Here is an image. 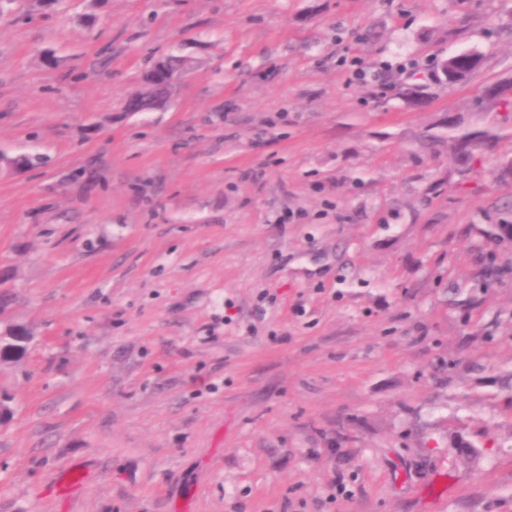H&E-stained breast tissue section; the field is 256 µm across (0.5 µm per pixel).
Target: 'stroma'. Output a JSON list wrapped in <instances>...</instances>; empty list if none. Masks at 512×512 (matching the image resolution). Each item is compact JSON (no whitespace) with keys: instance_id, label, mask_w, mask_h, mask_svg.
Masks as SVG:
<instances>
[{"instance_id":"obj_1","label":"stroma","mask_w":512,"mask_h":512,"mask_svg":"<svg viewBox=\"0 0 512 512\" xmlns=\"http://www.w3.org/2000/svg\"><path fill=\"white\" fill-rule=\"evenodd\" d=\"M510 78L512 0H12L0 512H512ZM478 56L481 62L480 65L475 68L469 67L465 56L451 55L444 59L441 62L440 68H445L448 71V76H452V78L446 79L448 85H456L469 80L482 64V55L478 54ZM173 81L174 80H170L164 85H157L151 81H147L146 83H144L146 87V92L138 93L136 96H134L126 105V110L128 112H143L144 110H146L148 106H142L140 108L135 106V104L139 101L140 98H144L146 100L151 101L149 109L161 105L165 101V98L168 94L167 90L172 85ZM9 328H6L0 338V364H9L22 358L30 345L33 342V332L24 325H13L14 339H10ZM29 340L28 343L24 342Z\"/></svg>"}]
</instances>
